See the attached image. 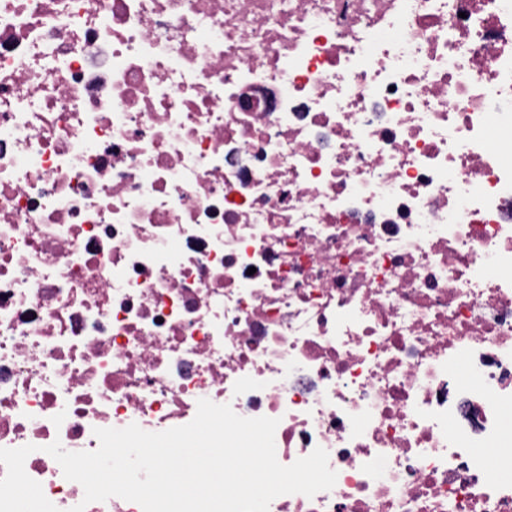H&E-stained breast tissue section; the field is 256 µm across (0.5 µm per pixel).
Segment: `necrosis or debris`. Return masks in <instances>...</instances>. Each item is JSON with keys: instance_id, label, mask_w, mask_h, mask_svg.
<instances>
[{"instance_id": "necrosis-or-debris-1", "label": "necrosis or debris", "mask_w": 512, "mask_h": 512, "mask_svg": "<svg viewBox=\"0 0 512 512\" xmlns=\"http://www.w3.org/2000/svg\"><path fill=\"white\" fill-rule=\"evenodd\" d=\"M202 398L269 512H512V0H0V448L142 512L46 446Z\"/></svg>"}]
</instances>
